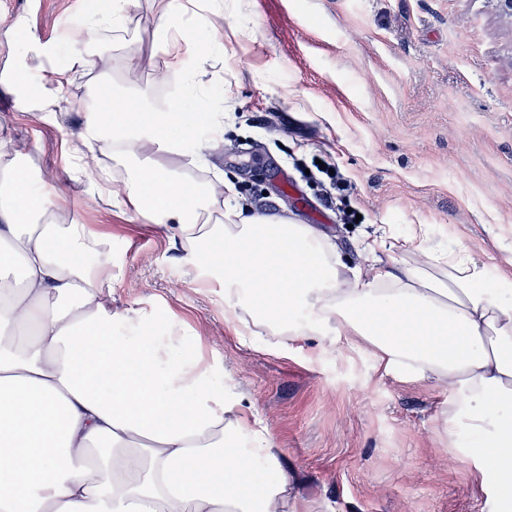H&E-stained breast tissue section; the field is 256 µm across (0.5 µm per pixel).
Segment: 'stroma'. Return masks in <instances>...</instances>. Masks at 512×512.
<instances>
[{
    "instance_id": "1",
    "label": "stroma",
    "mask_w": 512,
    "mask_h": 512,
    "mask_svg": "<svg viewBox=\"0 0 512 512\" xmlns=\"http://www.w3.org/2000/svg\"><path fill=\"white\" fill-rule=\"evenodd\" d=\"M95 0H0V143H24L31 166L65 177L84 146V100L117 85L163 101L179 90L155 44L157 9L133 0L124 30L94 32L99 65L62 86L53 116L17 103L10 74L28 65L21 35L56 40L50 67H67ZM224 53L202 63L206 89L228 91L234 119L223 142L205 143L241 204L266 198L312 224L344 262L367 267L366 237L427 225L429 247L465 248L490 274L512 258V24L496 0H250L241 18L214 15ZM245 23L250 35L235 38ZM337 168L346 190L315 172ZM209 170V171H210ZM67 221L112 236L117 308L172 310L182 335L202 337L207 359L257 410L307 512H512L488 486L473 496L468 453L448 437L446 389L402 370L383 371L370 348L339 350L309 333L237 336L220 288H203L149 219L93 202L71 183Z\"/></svg>"
}]
</instances>
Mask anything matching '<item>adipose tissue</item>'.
Segmentation results:
<instances>
[{
	"label": "adipose tissue",
	"instance_id": "obj_1",
	"mask_svg": "<svg viewBox=\"0 0 512 512\" xmlns=\"http://www.w3.org/2000/svg\"><path fill=\"white\" fill-rule=\"evenodd\" d=\"M200 0L198 29L177 6L157 24L168 67L188 84L160 104L116 92L87 113L80 140L105 143L115 171L77 159L69 177L180 243L187 262L218 272L244 299L243 329L295 341L326 327L361 339L385 366L448 389V421L466 419L482 464L475 483L512 491V275L491 279L468 250L436 252L420 224L402 238L414 259L349 268L319 228L224 201L223 175L201 182L170 156L206 158L199 135L223 141L229 98L192 86L187 61L223 51L224 31ZM77 50L53 84L14 72L21 108L45 116ZM27 156L0 151V512H305L295 476L256 411L216 380L200 337L161 353L116 323L147 324L112 304V238L67 222ZM100 257L85 263L86 253Z\"/></svg>",
	"mask_w": 512,
	"mask_h": 512
}]
</instances>
